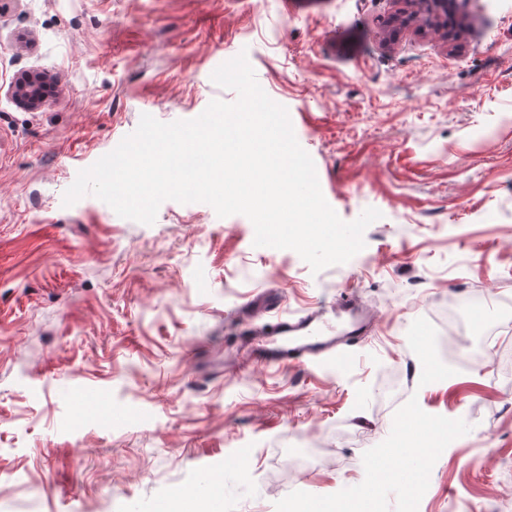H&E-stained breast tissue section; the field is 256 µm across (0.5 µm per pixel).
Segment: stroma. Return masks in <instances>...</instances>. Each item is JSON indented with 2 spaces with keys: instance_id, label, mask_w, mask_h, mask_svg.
Masks as SVG:
<instances>
[{
  "instance_id": "obj_1",
  "label": "stroma",
  "mask_w": 512,
  "mask_h": 512,
  "mask_svg": "<svg viewBox=\"0 0 512 512\" xmlns=\"http://www.w3.org/2000/svg\"><path fill=\"white\" fill-rule=\"evenodd\" d=\"M0 0V512H156L223 480L224 512L319 498L360 512H512V0ZM246 53L344 221L380 211L320 272L254 246L252 222L166 201L154 224L87 195L80 170L137 128L212 100ZM48 75L29 110L12 87ZM375 310L328 368L252 362L244 329L345 290ZM480 358L448 360L458 303ZM401 379L406 395L375 387ZM433 427L408 495L384 459Z\"/></svg>"
}]
</instances>
